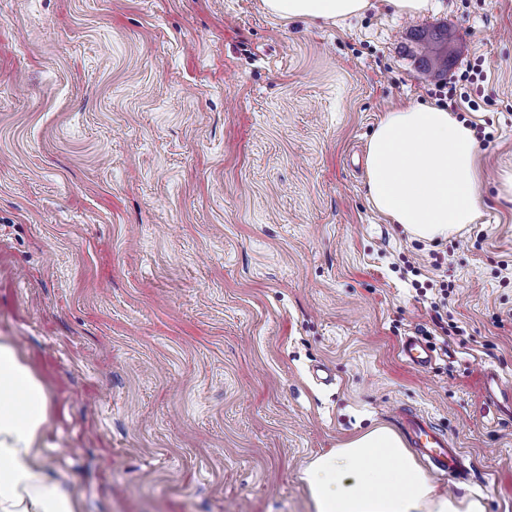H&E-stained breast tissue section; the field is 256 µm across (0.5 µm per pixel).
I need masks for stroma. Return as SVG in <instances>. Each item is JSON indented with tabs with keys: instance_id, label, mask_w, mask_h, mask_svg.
I'll use <instances>...</instances> for the list:
<instances>
[{
	"instance_id": "stroma-1",
	"label": "stroma",
	"mask_w": 512,
	"mask_h": 512,
	"mask_svg": "<svg viewBox=\"0 0 512 512\" xmlns=\"http://www.w3.org/2000/svg\"><path fill=\"white\" fill-rule=\"evenodd\" d=\"M0 0V341L51 397L83 512H313V456L398 406L465 452L441 491L512 512V0ZM461 43L483 215L411 239L367 202L384 112L435 102L416 30ZM448 288L442 326L430 303ZM434 348L425 369L400 355ZM273 16L290 20L336 22L360 15L369 0H263ZM432 349L419 336H409L402 343L401 354L405 360L417 367L426 368L433 359ZM485 394L490 401H499L507 412H512V389L506 388L503 384L502 377L492 371H488L485 375Z\"/></svg>"
}]
</instances>
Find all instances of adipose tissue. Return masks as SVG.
Returning a JSON list of instances; mask_svg holds the SVG:
<instances>
[{"label":"adipose tissue","instance_id":"obj_1","mask_svg":"<svg viewBox=\"0 0 512 512\" xmlns=\"http://www.w3.org/2000/svg\"><path fill=\"white\" fill-rule=\"evenodd\" d=\"M287 20L338 21L369 0H263ZM472 130L447 109L384 113L365 158L371 207L414 239L444 242L482 215ZM50 398L9 341H0V512H81L42 454ZM314 512H488L484 497L439 491L392 427L378 424L316 455L301 476Z\"/></svg>","mask_w":512,"mask_h":512}]
</instances>
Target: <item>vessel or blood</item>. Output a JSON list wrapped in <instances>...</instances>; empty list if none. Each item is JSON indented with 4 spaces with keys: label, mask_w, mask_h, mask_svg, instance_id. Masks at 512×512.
<instances>
[{
    "label": "vessel or blood",
    "mask_w": 512,
    "mask_h": 512,
    "mask_svg": "<svg viewBox=\"0 0 512 512\" xmlns=\"http://www.w3.org/2000/svg\"><path fill=\"white\" fill-rule=\"evenodd\" d=\"M401 354L409 364L422 369L430 365L433 359L429 345L417 336L404 340ZM485 394L490 401L502 402L504 408L512 412V389L505 387L502 378L495 372L490 371L485 375ZM398 417L411 446L425 459L435 475L453 478L470 476L471 469L465 464V453L452 447L445 434L411 410L399 409Z\"/></svg>",
    "instance_id": "vessel-or-blood-1"
}]
</instances>
